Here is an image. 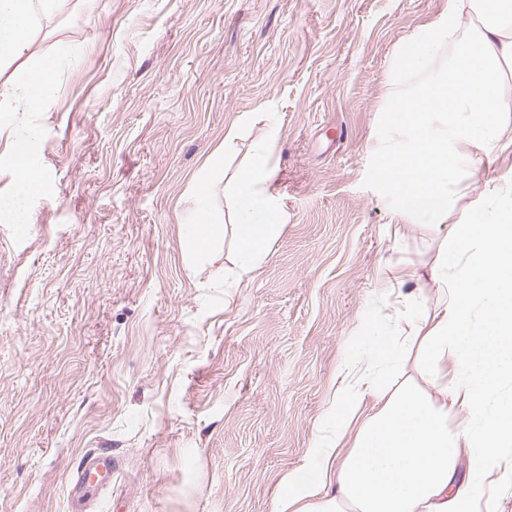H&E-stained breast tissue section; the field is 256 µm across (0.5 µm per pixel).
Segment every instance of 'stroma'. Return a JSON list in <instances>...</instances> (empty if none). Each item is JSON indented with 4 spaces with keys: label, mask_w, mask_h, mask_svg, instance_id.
<instances>
[{
    "label": "stroma",
    "mask_w": 512,
    "mask_h": 512,
    "mask_svg": "<svg viewBox=\"0 0 512 512\" xmlns=\"http://www.w3.org/2000/svg\"><path fill=\"white\" fill-rule=\"evenodd\" d=\"M446 0H67L28 54L59 90L28 120L44 186L33 222L0 218V512H71L79 463L112 488L88 512H276L288 475L332 442L354 356L398 346L386 379L445 399L420 358L463 268L455 227L512 183V119L447 219L381 189L378 139L395 47ZM238 126L232 177L271 142L284 225L238 276L223 245L187 263L190 180ZM512 512V446L485 479ZM112 458L105 452H93L87 455L78 469V482L95 481L98 484L112 479Z\"/></svg>",
    "instance_id": "35a3bbf8"
}]
</instances>
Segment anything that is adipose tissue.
<instances>
[{"instance_id":"ef3b65f1","label":"adipose tissue","mask_w":512,"mask_h":512,"mask_svg":"<svg viewBox=\"0 0 512 512\" xmlns=\"http://www.w3.org/2000/svg\"><path fill=\"white\" fill-rule=\"evenodd\" d=\"M62 2L0 0V71L18 72L0 83V118L40 110L57 93L58 61L68 47H60L54 58L31 59L26 51L42 19L57 13ZM457 33L460 48L448 67L403 90L407 76L427 70ZM511 72L512 0H448L443 12L396 48L388 73L394 92L384 108L391 134L378 145L377 175L404 212L431 220L447 217L451 185L460 173L478 175L481 153L500 138L512 113V90L506 86ZM39 147L33 129L11 142L13 188L0 194V216L12 223L33 221L29 202L46 178ZM268 154L267 146L258 147L229 185L222 176L223 149L212 154L188 193L183 237L192 263H203L224 240V215L212 201L225 192L235 217L239 272L245 276L257 268L283 221ZM455 240L445 265H457L465 252L470 259L448 289L422 360L426 367L454 372L458 387L440 405L410 389L390 396L379 392L382 368L395 357L393 341L380 337L368 368L331 411L342 432L358 405L371 399L355 447L341 462L335 449L313 452L302 474L287 478L277 512H288L300 500L307 501L306 512H342L346 502L355 512H475L478 488H451L462 451H469L471 469L480 477L512 445V399H500L494 412L485 410L489 397L512 377V202L458 225ZM478 298L486 299L487 307L476 328L470 308ZM459 403L477 420V434L449 432L448 411ZM329 485L336 496L320 499Z\"/></svg>"}]
</instances>
